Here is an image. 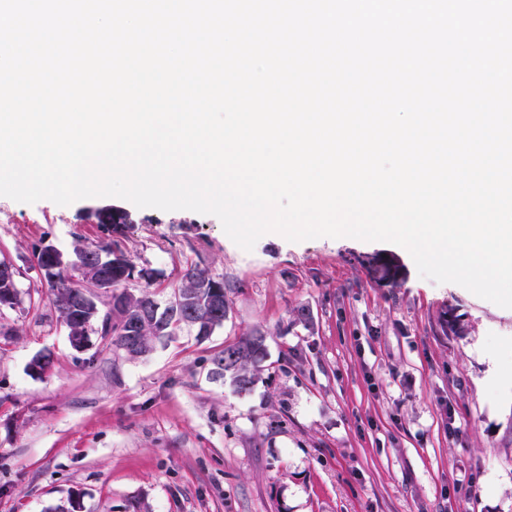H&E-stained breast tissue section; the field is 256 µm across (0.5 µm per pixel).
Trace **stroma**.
I'll return each instance as SVG.
<instances>
[{
  "label": "stroma",
  "instance_id": "35a3bbf8",
  "mask_svg": "<svg viewBox=\"0 0 512 512\" xmlns=\"http://www.w3.org/2000/svg\"><path fill=\"white\" fill-rule=\"evenodd\" d=\"M102 209L128 214L118 243L158 287L192 264L223 278V326L76 352L33 251L104 239ZM1 260L21 302L0 309V512H512V309L398 245L268 233L247 252L209 214L0 197ZM253 331L268 356L241 395L210 359Z\"/></svg>",
  "mask_w": 512,
  "mask_h": 512
}]
</instances>
